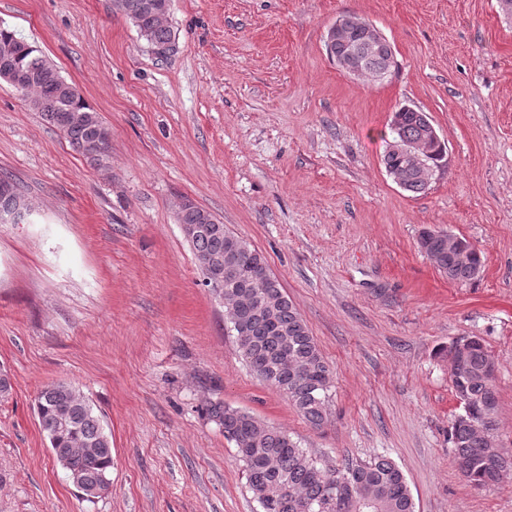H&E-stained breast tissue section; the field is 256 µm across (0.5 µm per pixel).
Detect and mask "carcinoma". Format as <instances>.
Masks as SVG:
<instances>
[{"instance_id": "obj_1", "label": "carcinoma", "mask_w": 512, "mask_h": 512, "mask_svg": "<svg viewBox=\"0 0 512 512\" xmlns=\"http://www.w3.org/2000/svg\"><path fill=\"white\" fill-rule=\"evenodd\" d=\"M164 4L165 0H112L113 10L128 18L153 50L170 52L176 39L171 26H159L151 18L150 6ZM356 47L362 49L361 76L381 79L395 66L387 55L372 49L364 25L358 23L349 25L336 42L333 60L340 61ZM5 67L32 73L34 82L25 93L29 106L60 129L91 164L107 165L111 132L98 113L37 47L0 24V70ZM429 125L426 113L409 106L399 108L393 113L391 140L382 158L387 173L402 181L403 190L416 195L428 190L429 172L441 166L445 147L429 143V154L423 158L427 166L421 168L391 149V144L423 143ZM178 221L199 227L185 235L196 257L222 259L229 246L236 247L237 275L224 281V312L237 348L258 378L282 392L307 422L321 426L331 398L333 371L278 278L269 274L261 288L250 287L244 278L245 273L267 265L265 257L196 204L179 211ZM419 247L454 282L475 280L483 267V251L478 248L471 264H458L448 250V233L442 230L423 229ZM460 344L466 346L467 354L450 378L456 398L467 400L469 410L458 414L451 425L453 461L461 475L481 489L512 473V456L488 443L496 431L498 398L495 382L485 375L490 354L483 338L457 340L440 348L438 355L447 360ZM35 408L55 461L72 483L83 487L84 500L93 502L105 495L111 486L112 441L90 401L71 383L57 380L37 393ZM205 411L234 445L247 487L262 512H415L406 476L388 457L332 467L300 447L287 432L247 411L221 403L210 404Z\"/></svg>"}]
</instances>
